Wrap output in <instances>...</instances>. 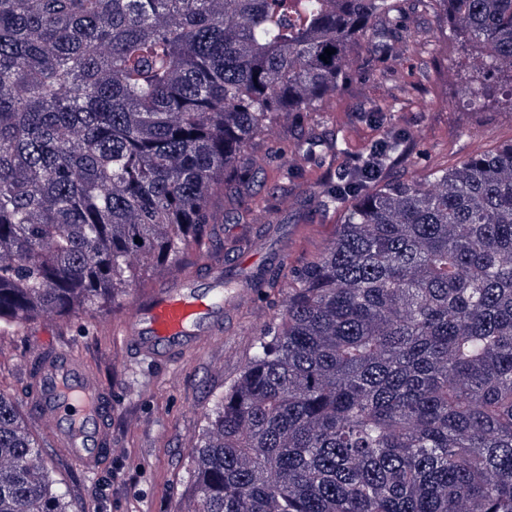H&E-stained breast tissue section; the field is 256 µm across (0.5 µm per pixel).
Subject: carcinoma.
Here are the masks:
<instances>
[{
  "mask_svg": "<svg viewBox=\"0 0 512 512\" xmlns=\"http://www.w3.org/2000/svg\"><path fill=\"white\" fill-rule=\"evenodd\" d=\"M433 2L477 73L512 74V0ZM393 10L0 0V322L102 308L179 256L220 223L225 172L317 111ZM386 112L385 151L319 191L335 238L209 413L191 512H512V142L387 181L416 140ZM0 512H71L1 395Z\"/></svg>",
  "mask_w": 512,
  "mask_h": 512,
  "instance_id": "1",
  "label": "carcinoma"
}]
</instances>
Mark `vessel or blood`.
Masks as SVG:
<instances>
[{
	"label": "vessel or blood",
	"mask_w": 512,
	"mask_h": 512,
	"mask_svg": "<svg viewBox=\"0 0 512 512\" xmlns=\"http://www.w3.org/2000/svg\"><path fill=\"white\" fill-rule=\"evenodd\" d=\"M224 281L222 265H212L207 280L193 276L159 283L135 302L122 334L146 357L175 359L218 332L225 316L252 302L256 291L240 288L231 300L216 296ZM28 398L61 451L91 474L112 456L109 390L84 356L49 346L29 368Z\"/></svg>",
	"instance_id": "b4317fda"
}]
</instances>
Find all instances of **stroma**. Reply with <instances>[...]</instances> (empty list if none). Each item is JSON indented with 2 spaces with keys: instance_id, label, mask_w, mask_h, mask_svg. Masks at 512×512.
Wrapping results in <instances>:
<instances>
[{
  "instance_id": "1",
  "label": "stroma",
  "mask_w": 512,
  "mask_h": 512,
  "mask_svg": "<svg viewBox=\"0 0 512 512\" xmlns=\"http://www.w3.org/2000/svg\"><path fill=\"white\" fill-rule=\"evenodd\" d=\"M402 38L387 51L363 49L362 67L346 76L321 112L291 113L247 152L262 171L245 192L219 190L212 204L226 216L188 261L143 270L127 294L95 311L45 315L17 326L0 325V395L9 399L40 445L43 463L71 501L74 512H187L193 462L205 419L239 376L255 336L275 317L290 269L318 257L334 237L342 212L322 206L315 192L365 151L382 131L364 116L385 104L418 140L409 164L391 168L399 180L455 166L468 156L512 142V81L475 83L473 102L460 95L473 74L471 50L428 0H395ZM318 137L343 141L297 169L284 151ZM271 223H263V216ZM225 274L279 273L280 288L224 320L222 333L183 359L158 361L134 354L122 337L105 333L122 323L135 301L160 281L185 270L205 277L212 261ZM46 344L78 350L112 395V457L97 474H84L57 449L25 394V361Z\"/></svg>"
}]
</instances>
